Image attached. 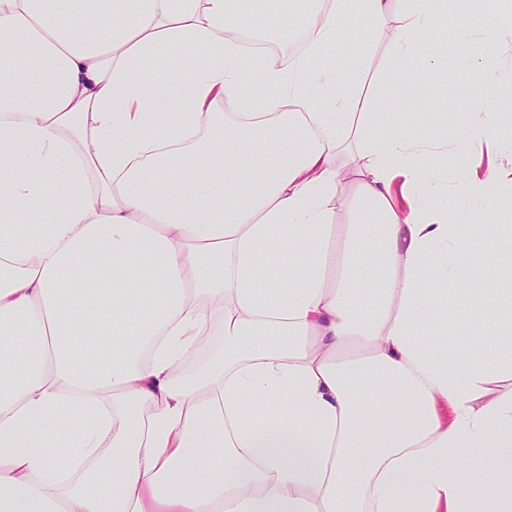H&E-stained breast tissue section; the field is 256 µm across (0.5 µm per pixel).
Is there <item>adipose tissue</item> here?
Returning <instances> with one entry per match:
<instances>
[{
	"mask_svg": "<svg viewBox=\"0 0 512 512\" xmlns=\"http://www.w3.org/2000/svg\"><path fill=\"white\" fill-rule=\"evenodd\" d=\"M312 3L254 98L243 0H0V512H512V387L487 389L512 377V225L422 204L425 142L354 111L355 84L323 104L309 66L332 76L351 22L402 59L471 22ZM457 86L477 109L438 142L448 177L511 206L472 147L512 93ZM227 97L245 111L219 118ZM474 240L500 275L464 300Z\"/></svg>",
	"mask_w": 512,
	"mask_h": 512,
	"instance_id": "1",
	"label": "adipose tissue"
}]
</instances>
